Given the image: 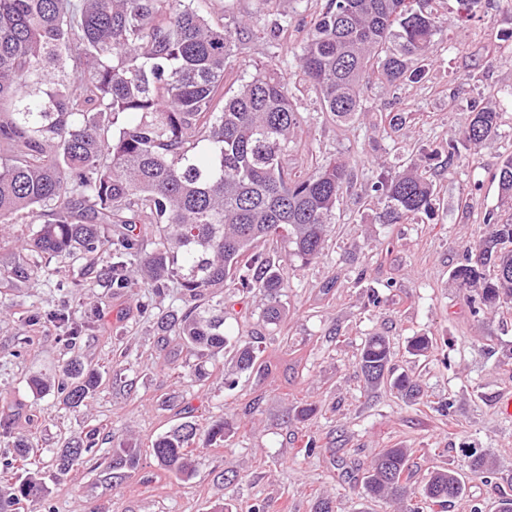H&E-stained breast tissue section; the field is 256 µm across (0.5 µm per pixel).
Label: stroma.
<instances>
[{
    "instance_id": "obj_1",
    "label": "stroma",
    "mask_w": 512,
    "mask_h": 512,
    "mask_svg": "<svg viewBox=\"0 0 512 512\" xmlns=\"http://www.w3.org/2000/svg\"><path fill=\"white\" fill-rule=\"evenodd\" d=\"M325 4L223 0L225 22L255 23L237 51L232 80L274 55L283 73H292L305 37L297 22ZM456 8L455 0H439L443 25L427 78L369 86L366 115L354 123L337 124L321 112L309 84L299 82L296 107L305 133L287 165L305 164L311 155L346 159L353 188L337 206L316 262L302 264L281 239L261 245L288 280L280 323H267L260 299L242 293L238 282L215 291L224 303L225 332L257 340L259 369L240 374L232 358L190 354L158 328L153 312L179 306L180 288L161 297L147 288L119 294L85 259L50 260L66 288L35 281L0 304V421L31 440L28 466L47 486L46 501L22 502L18 512L50 506L55 512H211L217 504L224 512H251L260 502L269 512H313L320 497L331 498L336 512H399L397 500L371 499L361 488L359 466L385 448L410 449L413 489L436 469L465 474V495L444 512L475 506L496 512L500 498L512 497V416L499 407L512 397V367L500 363L512 348V309L473 315L471 291L450 277L469 242L484 232L487 213L512 217L492 179L512 156V0H482L463 26L453 22ZM284 22L287 36L271 38ZM475 109L499 112V136L453 166L429 160L437 188L432 215L382 223L385 200L372 185L384 167L428 159L436 145L463 137ZM395 114L404 122L393 130L388 120ZM61 308L79 318L93 308L100 312L76 345L66 343L60 328L28 321L31 312ZM373 335L389 338L390 364L419 383L418 398L366 383L358 360ZM413 336L430 337L431 348L408 352ZM71 357L103 375L87 406L68 408L30 390L32 375L54 373ZM198 364L208 378L194 386L183 375ZM307 406L313 414L299 418ZM217 420L226 428L224 442H195L191 478L158 467L151 453L158 436L184 421L204 430ZM90 430L99 455L119 442L140 448L139 467L153 482L132 476L114 486L90 464L56 477V453ZM311 436L319 448L309 454ZM469 448L490 453L493 473L470 472Z\"/></svg>"
}]
</instances>
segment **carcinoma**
Wrapping results in <instances>:
<instances>
[{
	"instance_id": "1",
	"label": "carcinoma",
	"mask_w": 512,
	"mask_h": 512,
	"mask_svg": "<svg viewBox=\"0 0 512 512\" xmlns=\"http://www.w3.org/2000/svg\"><path fill=\"white\" fill-rule=\"evenodd\" d=\"M214 0H0V227L32 224L10 261L0 265V287L17 290L60 273L41 264L92 257L112 288H150L162 296L175 282L186 311L161 314L160 330L189 352L216 360L228 352L238 370L257 362L255 342L224 335V306L199 301L238 279L242 293H258L263 317L279 322L288 282L256 251L281 237L309 264L323 253L336 206L353 187L339 159L285 168L282 155L301 127L294 104L296 82L273 60L255 66L233 91L224 76L233 69L247 23L230 25L213 14ZM430 0H327L311 20L295 54L298 75L316 91L322 111L339 124L364 111L368 85L417 83L429 72L441 28ZM499 113H474L463 138H449L431 155L448 164L470 145L496 138ZM501 200L512 205V157L494 174ZM386 197L382 221L401 224L432 210L436 187L410 161L374 184ZM112 224L130 231L115 238ZM137 224H150L154 248L143 249ZM487 232L469 243L464 263L451 272L476 292L479 315L512 303V221L485 217ZM29 321L55 322L70 344L83 325L63 311H39ZM390 341L370 337L359 367L370 383L385 379ZM92 365L72 361L49 381L30 379L32 391L52 392L77 408L102 384ZM413 398L417 383L406 375L389 382ZM199 428L185 421L152 445L159 466L188 479V448ZM15 456L0 464L10 473L32 444L19 435ZM96 431L68 443L55 457L65 475L95 459ZM138 467V450L122 443L104 469L115 485ZM409 453L387 448L366 471L362 487L372 498L404 497L405 512L447 508L464 491L461 475L433 470L407 491ZM44 498L36 473L0 489V512L21 500Z\"/></svg>"
}]
</instances>
